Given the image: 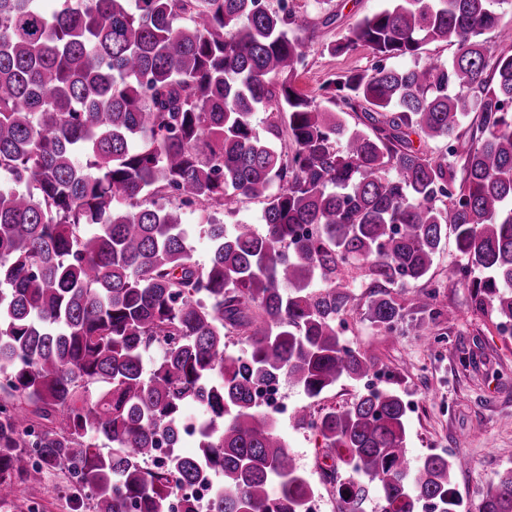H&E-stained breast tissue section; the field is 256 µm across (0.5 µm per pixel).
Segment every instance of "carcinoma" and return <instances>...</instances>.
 <instances>
[{"mask_svg": "<svg viewBox=\"0 0 512 512\" xmlns=\"http://www.w3.org/2000/svg\"><path fill=\"white\" fill-rule=\"evenodd\" d=\"M506 5L388 0L333 47L375 62L326 80L320 106L294 87L308 22L265 0H63L50 16L0 0V509L34 512L21 487L59 472L87 512H196L215 474L208 512H306L317 489L253 390L286 379L313 400L369 376L376 359L341 338L355 288L377 329L426 335L450 227L448 287L471 280L511 322L512 50L484 39L512 43ZM434 42L457 52L423 58ZM235 197L263 204L264 232L217 220ZM187 207L205 218L202 267ZM294 420L347 470L342 512L372 491L383 512H456L462 459L402 463L397 392ZM480 512H512L511 468Z\"/></svg>", "mask_w": 512, "mask_h": 512, "instance_id": "obj_1", "label": "carcinoma"}]
</instances>
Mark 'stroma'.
<instances>
[{
    "label": "stroma",
    "mask_w": 512,
    "mask_h": 512,
    "mask_svg": "<svg viewBox=\"0 0 512 512\" xmlns=\"http://www.w3.org/2000/svg\"><path fill=\"white\" fill-rule=\"evenodd\" d=\"M386 0H289L309 27L301 38L307 61L294 80L298 92L319 99L328 75L369 67L373 56L360 48L337 54L333 47L363 16L383 9ZM333 23H326L327 15ZM460 260L453 235H446L431 268L439 289L433 309L442 313L428 341L409 327L384 333L365 318L367 294L355 291L353 310L341 329L345 342L375 357L382 388L397 391L407 406V452L411 460L438 453L462 456L466 465L453 479L460 512H479L497 476L512 467V326L476 307L468 284L448 287V271ZM454 320H447L446 312ZM278 432L301 471L318 480L328 465L323 439L278 423Z\"/></svg>",
    "instance_id": "stroma-1"
}]
</instances>
